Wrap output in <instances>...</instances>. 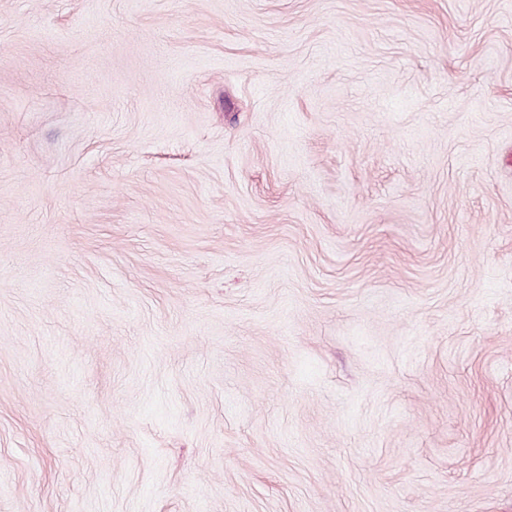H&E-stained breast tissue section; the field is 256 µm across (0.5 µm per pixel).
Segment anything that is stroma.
<instances>
[{
    "instance_id": "stroma-1",
    "label": "stroma",
    "mask_w": 512,
    "mask_h": 512,
    "mask_svg": "<svg viewBox=\"0 0 512 512\" xmlns=\"http://www.w3.org/2000/svg\"><path fill=\"white\" fill-rule=\"evenodd\" d=\"M0 512H512V0H0Z\"/></svg>"
}]
</instances>
